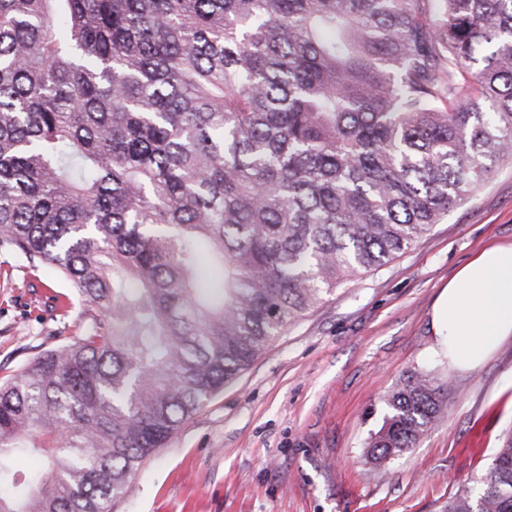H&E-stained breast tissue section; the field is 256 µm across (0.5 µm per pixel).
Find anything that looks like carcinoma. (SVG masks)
Listing matches in <instances>:
<instances>
[{"label": "carcinoma", "instance_id": "carcinoma-1", "mask_svg": "<svg viewBox=\"0 0 512 512\" xmlns=\"http://www.w3.org/2000/svg\"><path fill=\"white\" fill-rule=\"evenodd\" d=\"M503 162L512 0H0V250L83 322L0 381V512H111L285 326ZM385 405L374 464L448 383ZM445 512H512L511 435Z\"/></svg>", "mask_w": 512, "mask_h": 512}]
</instances>
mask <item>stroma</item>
I'll use <instances>...</instances> for the list:
<instances>
[{
	"label": "stroma",
	"instance_id": "obj_1",
	"mask_svg": "<svg viewBox=\"0 0 512 512\" xmlns=\"http://www.w3.org/2000/svg\"><path fill=\"white\" fill-rule=\"evenodd\" d=\"M511 241L506 163L423 242L282 329L131 475L112 512H443L512 433V339L477 371H448L431 308L473 255ZM71 293L56 271L0 251V373L79 334L75 317L52 310V296ZM418 369L448 380L447 415L416 448L367 462L387 396Z\"/></svg>",
	"mask_w": 512,
	"mask_h": 512
}]
</instances>
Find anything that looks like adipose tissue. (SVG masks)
<instances>
[{"mask_svg": "<svg viewBox=\"0 0 512 512\" xmlns=\"http://www.w3.org/2000/svg\"><path fill=\"white\" fill-rule=\"evenodd\" d=\"M436 354L449 369H478L512 338V243L493 244L442 288L431 311Z\"/></svg>", "mask_w": 512, "mask_h": 512, "instance_id": "adipose-tissue-1", "label": "adipose tissue"}]
</instances>
